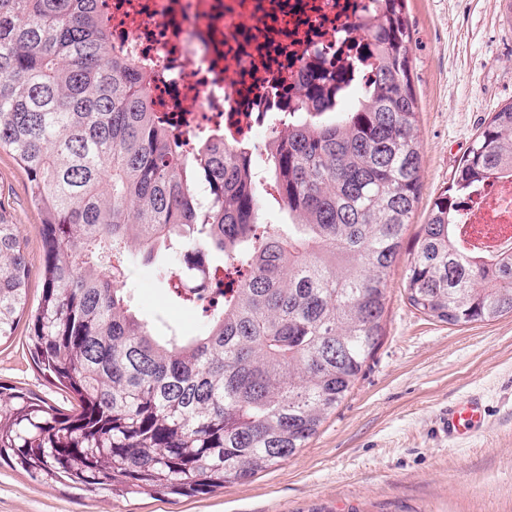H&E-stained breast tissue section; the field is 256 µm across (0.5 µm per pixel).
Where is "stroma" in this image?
Segmentation results:
<instances>
[{
  "mask_svg": "<svg viewBox=\"0 0 512 512\" xmlns=\"http://www.w3.org/2000/svg\"><path fill=\"white\" fill-rule=\"evenodd\" d=\"M422 155L413 245L435 197L480 126L512 102V10L506 0H406ZM0 206L28 240L29 296L42 289L39 213L25 175L0 152ZM403 265L388 277L385 336L344 402L298 455L252 480L198 497L82 498L0 468V512H512V317L465 327L412 308ZM129 283L150 317L188 333L201 310L173 301L152 266L132 260ZM0 383L66 409L70 394L34 364L24 330L0 343ZM480 397L483 426L448 441L449 403Z\"/></svg>",
  "mask_w": 512,
  "mask_h": 512,
  "instance_id": "35a3bbf8",
  "label": "stroma"
}]
</instances>
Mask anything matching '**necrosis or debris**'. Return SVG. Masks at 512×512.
I'll return each instance as SVG.
<instances>
[{"label": "necrosis or debris", "mask_w": 512, "mask_h": 512, "mask_svg": "<svg viewBox=\"0 0 512 512\" xmlns=\"http://www.w3.org/2000/svg\"><path fill=\"white\" fill-rule=\"evenodd\" d=\"M375 10V0H106L102 19L113 54L132 60L179 120L183 145L210 130L257 147L285 123L281 94L311 67H331ZM466 213L486 245H512V171L486 180Z\"/></svg>", "instance_id": "necrosis-or-debris-1"}]
</instances>
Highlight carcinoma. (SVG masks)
<instances>
[{"label":"carcinoma","mask_w":512,"mask_h":512,"mask_svg":"<svg viewBox=\"0 0 512 512\" xmlns=\"http://www.w3.org/2000/svg\"><path fill=\"white\" fill-rule=\"evenodd\" d=\"M101 0H0V150L40 214L43 285L0 206V341L25 323L61 411L0 384V466L85 494L205 496L307 447L385 336L388 275L419 201L422 156L403 0L355 27L374 59L345 111L321 73L260 157L211 137L171 143L144 75L112 54ZM512 165V103L478 131L433 201L404 291L452 326L512 317V250L476 257L468 193ZM288 223L262 221L263 194ZM136 249L206 322L139 313ZM220 254L225 264H212Z\"/></svg>","instance_id":"1"}]
</instances>
